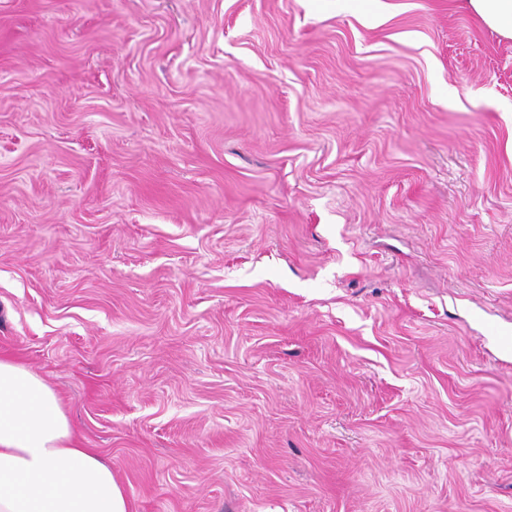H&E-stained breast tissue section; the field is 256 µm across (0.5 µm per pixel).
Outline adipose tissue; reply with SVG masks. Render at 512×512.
Returning a JSON list of instances; mask_svg holds the SVG:
<instances>
[{
	"instance_id": "1",
	"label": "adipose tissue",
	"mask_w": 512,
	"mask_h": 512,
	"mask_svg": "<svg viewBox=\"0 0 512 512\" xmlns=\"http://www.w3.org/2000/svg\"><path fill=\"white\" fill-rule=\"evenodd\" d=\"M467 7L512 39V0H467ZM0 512H136L111 463L82 447L54 389L1 354Z\"/></svg>"
}]
</instances>
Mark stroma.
<instances>
[{"label":"stroma","mask_w":512,"mask_h":512,"mask_svg":"<svg viewBox=\"0 0 512 512\" xmlns=\"http://www.w3.org/2000/svg\"><path fill=\"white\" fill-rule=\"evenodd\" d=\"M512 39L463 0H0V352L136 512H512Z\"/></svg>","instance_id":"35a3bbf8"}]
</instances>
